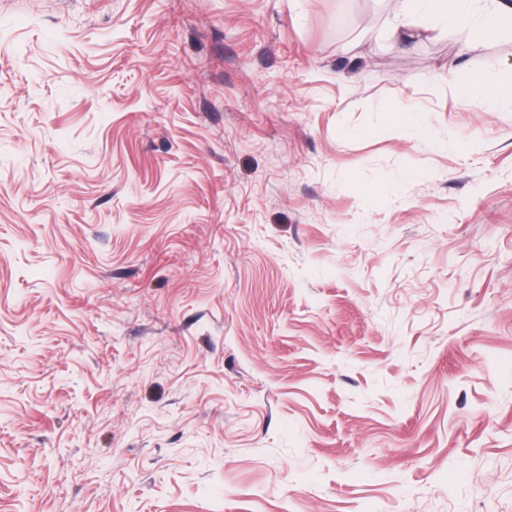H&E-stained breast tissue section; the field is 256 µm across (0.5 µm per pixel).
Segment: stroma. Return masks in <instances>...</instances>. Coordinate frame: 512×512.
Wrapping results in <instances>:
<instances>
[{"label":"stroma","mask_w":512,"mask_h":512,"mask_svg":"<svg viewBox=\"0 0 512 512\" xmlns=\"http://www.w3.org/2000/svg\"><path fill=\"white\" fill-rule=\"evenodd\" d=\"M397 7L0 0V512H512V32ZM398 1L401 8L387 28V37L403 45L453 30L465 35L467 51H476L487 34L512 26L509 0ZM463 94L472 102L491 109H510L512 107V96L503 95L498 86L477 78L464 82Z\"/></svg>","instance_id":"stroma-1"}]
</instances>
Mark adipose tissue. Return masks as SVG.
Returning <instances> with one entry per match:
<instances>
[{"mask_svg": "<svg viewBox=\"0 0 512 512\" xmlns=\"http://www.w3.org/2000/svg\"><path fill=\"white\" fill-rule=\"evenodd\" d=\"M387 28L389 39L407 44L448 31L464 34L465 48L482 47L487 34L512 26V0H400Z\"/></svg>", "mask_w": 512, "mask_h": 512, "instance_id": "ef3b65f1", "label": "adipose tissue"}]
</instances>
